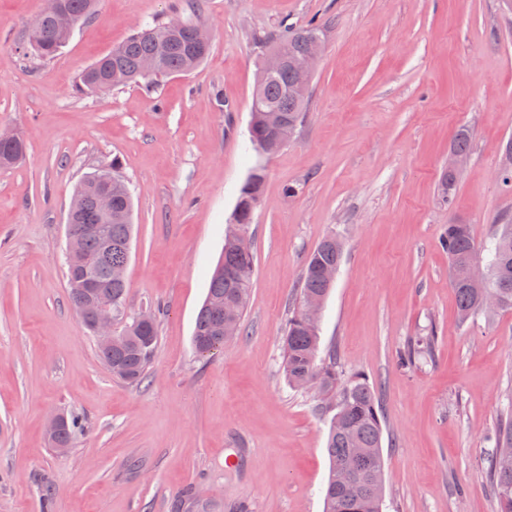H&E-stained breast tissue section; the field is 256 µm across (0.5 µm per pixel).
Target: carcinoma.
Wrapping results in <instances>:
<instances>
[{
  "label": "carcinoma",
  "instance_id": "obj_1",
  "mask_svg": "<svg viewBox=\"0 0 512 512\" xmlns=\"http://www.w3.org/2000/svg\"><path fill=\"white\" fill-rule=\"evenodd\" d=\"M96 0H61L59 13L39 16L31 25L27 48L39 58H52L68 43L75 29L94 13ZM199 22L192 17L183 20V29L176 32L166 22H156L137 29L125 42L84 69L76 82V92L83 96H97L107 92L103 84L111 71L121 72L117 85L134 84L147 90L161 82L198 67L207 58L211 47L197 45L192 34ZM324 34L315 25L290 27L278 33L262 32L255 37L259 53L256 63L257 89L250 107L251 142L256 151L269 156L276 153V122L286 119L301 126L308 110L309 97H297L288 89L298 83L291 68L269 71L264 56L272 47H284L288 56L301 54L308 42ZM157 59L155 72L146 76L141 63ZM26 143L23 135L0 142V167L18 163L24 156ZM121 163L114 158L88 173L74 193L78 207L72 217L81 240L79 251L69 256L67 279L70 298L78 305L84 289L81 273L92 264V258L101 250L97 236L83 231L85 224H104L112 236V254L108 261L96 266L97 291L112 297V314L119 320L120 329L109 352H100L106 364H112V376L128 383L140 382L155 351L157 324L145 328L132 317H124L127 282L112 279L109 265L128 263L132 231V198L123 176ZM264 170L257 167L252 178L240 189L239 198L228 225L224 253L210 280L208 292L196 318L193 343L201 355H208L224 346L230 337L241 330L242 316L248 303L254 276V256L248 239L241 232L252 222L253 211L262 198ZM105 190L112 195V212L106 214L97 207L98 193ZM442 247L448 252L450 263L465 261L477 252L470 225L457 221L448 223L442 236ZM487 281L484 289L502 297V307L512 308V221L498 219L496 234L487 248ZM343 254L342 243L336 236L325 237L307 256L299 295L310 294L322 299L329 296L331 286L320 270L338 267ZM462 319L467 320L483 310L481 289L465 284H452ZM319 332L310 330L302 320L299 306H294L282 332V374L288 386L306 389L315 384L323 395V409L333 413L326 440L330 473L324 496L323 512H381L383 493L382 411L377 390L363 376L345 378L336 369V354L318 361ZM512 445V416L501 423L500 438L495 450L488 454L484 474L495 490L499 512H512V455L504 456L498 448ZM359 456L364 466L350 474L353 457Z\"/></svg>",
  "mask_w": 512,
  "mask_h": 512
}]
</instances>
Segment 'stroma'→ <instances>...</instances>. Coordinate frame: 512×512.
Here are the masks:
<instances>
[{"label":"stroma","mask_w":512,"mask_h":512,"mask_svg":"<svg viewBox=\"0 0 512 512\" xmlns=\"http://www.w3.org/2000/svg\"><path fill=\"white\" fill-rule=\"evenodd\" d=\"M202 3L200 67L152 92L86 97L87 65L186 0H99L50 59L25 42L46 0H0V132L27 144L0 169V512H323L329 417L286 383L281 330L308 253L332 234L344 248L320 351L379 392L383 512H498L483 469L512 415V308L461 320L440 239L457 220L481 247L512 216L496 177L512 139V15L497 0ZM312 20L325 42L307 119L263 158L249 137L253 35ZM464 129L447 205L439 186ZM115 157L134 202L125 308L158 324L137 385L100 360L66 276L75 187ZM259 166L242 332L203 357L196 315ZM429 335L432 352L401 366ZM69 413L82 430L60 455L47 425Z\"/></svg>","instance_id":"obj_1"}]
</instances>
